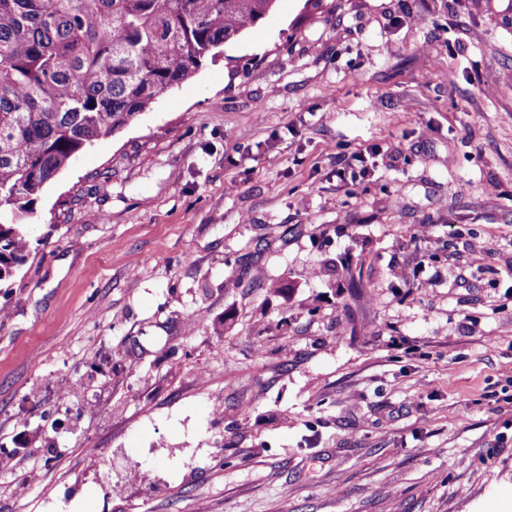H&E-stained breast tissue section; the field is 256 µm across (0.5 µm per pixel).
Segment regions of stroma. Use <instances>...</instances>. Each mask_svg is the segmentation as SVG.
I'll use <instances>...</instances> for the list:
<instances>
[{
	"instance_id": "35a3bbf8",
	"label": "stroma",
	"mask_w": 512,
	"mask_h": 512,
	"mask_svg": "<svg viewBox=\"0 0 512 512\" xmlns=\"http://www.w3.org/2000/svg\"><path fill=\"white\" fill-rule=\"evenodd\" d=\"M25 222L0 512H512V0H277Z\"/></svg>"
}]
</instances>
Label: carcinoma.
I'll list each match as a JSON object with an SVG mask.
<instances>
[{
  "instance_id": "cac0c4a2",
  "label": "carcinoma",
  "mask_w": 512,
  "mask_h": 512,
  "mask_svg": "<svg viewBox=\"0 0 512 512\" xmlns=\"http://www.w3.org/2000/svg\"><path fill=\"white\" fill-rule=\"evenodd\" d=\"M274 3L0 0V283L30 254L22 220L45 186Z\"/></svg>"
}]
</instances>
